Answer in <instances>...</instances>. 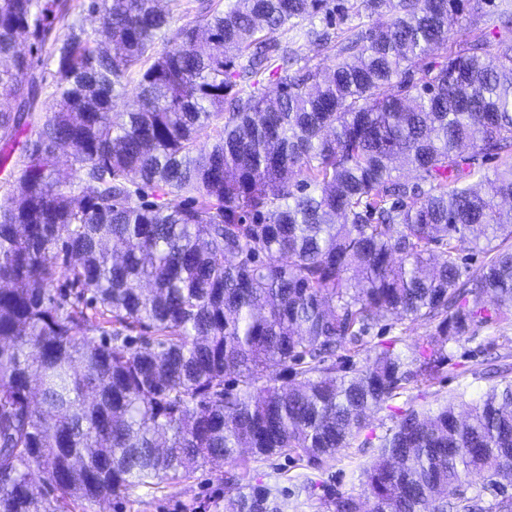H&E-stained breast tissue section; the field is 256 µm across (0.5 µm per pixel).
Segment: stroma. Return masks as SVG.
Wrapping results in <instances>:
<instances>
[{
	"label": "stroma",
	"mask_w": 512,
	"mask_h": 512,
	"mask_svg": "<svg viewBox=\"0 0 512 512\" xmlns=\"http://www.w3.org/2000/svg\"><path fill=\"white\" fill-rule=\"evenodd\" d=\"M432 331L431 325L423 323L403 329L391 325L390 321H381L367 335L363 353L356 356L355 361L363 363L365 355L389 342L399 351L416 348ZM506 353L512 354V322L491 320L478 324L472 339L449 344V364L435 385L410 390L389 406L374 411L359 435L363 447L339 450L325 470L318 473V480L340 491L360 494V466L376 454L380 436L394 426L402 411L409 408L434 411L447 402L457 404L478 399L491 386L500 383V376L491 372L489 362L496 355ZM231 469V464L224 462L207 465L190 477L173 479L157 488H135L128 497L95 504L87 512H225L231 495L225 475ZM307 474V468L301 463L274 456L254 464L251 477L253 483L259 485L290 489Z\"/></svg>",
	"instance_id": "stroma-1"
}]
</instances>
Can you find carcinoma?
Masks as SVG:
<instances>
[{
  "mask_svg": "<svg viewBox=\"0 0 512 512\" xmlns=\"http://www.w3.org/2000/svg\"><path fill=\"white\" fill-rule=\"evenodd\" d=\"M346 2L227 0L173 30L161 0H89L103 42L59 38L67 0H0L16 103L1 133L38 104L20 45L55 64L0 202V512H69L220 460L242 466L225 512H288L248 460L324 469L369 412L435 383L449 341L512 319V0H488L493 36L480 0H362L360 30L276 38ZM332 39V67L289 73L301 41ZM58 143L74 180L54 176ZM465 251L485 254L472 273ZM387 318L434 332L346 366ZM360 476L358 498L310 478L293 495L320 512H512V381L463 416L404 411Z\"/></svg>",
  "mask_w": 512,
  "mask_h": 512,
  "instance_id": "carcinoma-1",
  "label": "carcinoma"
}]
</instances>
